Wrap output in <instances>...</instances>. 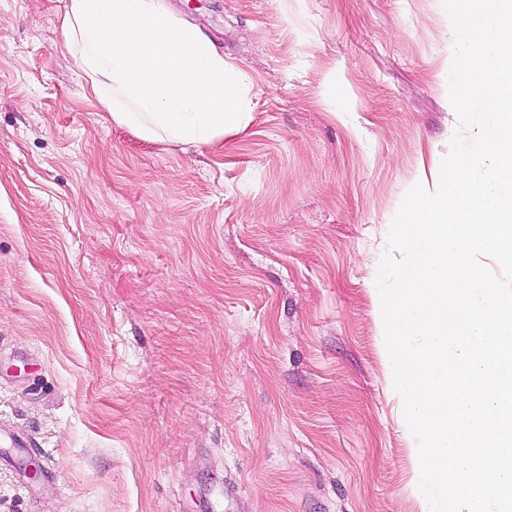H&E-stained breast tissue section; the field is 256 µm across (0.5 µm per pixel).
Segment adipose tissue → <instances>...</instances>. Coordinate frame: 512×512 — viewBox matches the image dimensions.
I'll return each instance as SVG.
<instances>
[{
	"instance_id": "obj_1",
	"label": "adipose tissue",
	"mask_w": 512,
	"mask_h": 512,
	"mask_svg": "<svg viewBox=\"0 0 512 512\" xmlns=\"http://www.w3.org/2000/svg\"><path fill=\"white\" fill-rule=\"evenodd\" d=\"M63 57L114 124L170 145L223 144L248 77L168 0H63Z\"/></svg>"
}]
</instances>
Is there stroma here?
Instances as JSON below:
<instances>
[{"label": "stroma", "instance_id": "35a3bbf8", "mask_svg": "<svg viewBox=\"0 0 512 512\" xmlns=\"http://www.w3.org/2000/svg\"><path fill=\"white\" fill-rule=\"evenodd\" d=\"M170 5L249 77L222 146L113 124L61 0H0V424L33 442L0 512H431L375 297L475 136L442 0Z\"/></svg>", "mask_w": 512, "mask_h": 512}]
</instances>
